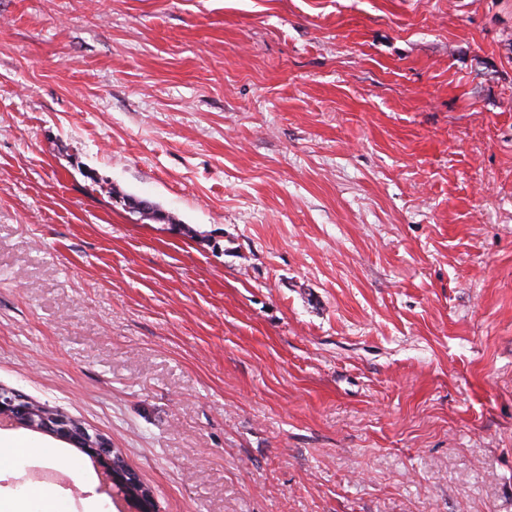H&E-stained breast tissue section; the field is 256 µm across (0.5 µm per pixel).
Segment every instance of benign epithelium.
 <instances>
[{
    "label": "benign epithelium",
    "instance_id": "1",
    "mask_svg": "<svg viewBox=\"0 0 512 512\" xmlns=\"http://www.w3.org/2000/svg\"><path fill=\"white\" fill-rule=\"evenodd\" d=\"M0 422L47 434L81 449L112 483L115 499L125 502L132 512H158L152 492L131 493V489L138 485L137 477L133 470L118 461L119 453L110 442L67 412L0 385Z\"/></svg>",
    "mask_w": 512,
    "mask_h": 512
}]
</instances>
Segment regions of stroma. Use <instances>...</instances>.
<instances>
[{
	"mask_svg": "<svg viewBox=\"0 0 512 512\" xmlns=\"http://www.w3.org/2000/svg\"><path fill=\"white\" fill-rule=\"evenodd\" d=\"M0 385L159 512H512V0H0ZM0 422L17 428L50 435L80 448L112 483L113 497L125 502L133 512H158L154 495L140 490L131 493L138 480L133 470L118 461L120 456L102 435L90 432L79 419L67 412L25 397L15 389L0 385Z\"/></svg>",
	"mask_w": 512,
	"mask_h": 512,
	"instance_id": "stroma-1",
	"label": "stroma"
}]
</instances>
